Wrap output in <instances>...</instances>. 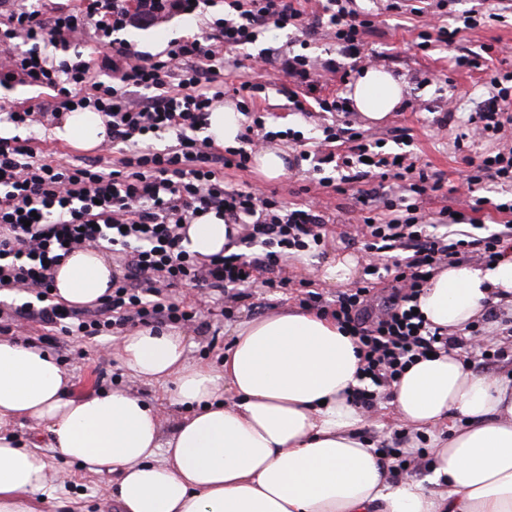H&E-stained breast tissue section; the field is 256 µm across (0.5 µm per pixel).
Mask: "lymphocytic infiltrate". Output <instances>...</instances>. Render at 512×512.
Here are the masks:
<instances>
[{"label":"lymphocytic infiltrate","mask_w":512,"mask_h":512,"mask_svg":"<svg viewBox=\"0 0 512 512\" xmlns=\"http://www.w3.org/2000/svg\"><path fill=\"white\" fill-rule=\"evenodd\" d=\"M354 2L322 0L311 16L304 0H224V14L209 32L171 41L161 56L133 50L120 31L189 15L215 0H81L50 15L43 0H14L10 13L0 17V85L20 81L50 89L53 105L48 111L38 104L2 109L0 124L28 130L71 110L98 112L105 122L99 149L115 160L104 166L75 156L54 166L39 158L31 138L0 136V290L30 296L0 315L86 337L110 327L202 320L201 308L172 295L186 282L228 301L247 297L259 283L290 285V258L321 246L332 216L315 200L291 207L259 188L227 185L225 170H249L260 140L248 131L239 135L238 146H226L197 131L207 128L211 110L225 96L244 111L265 92V84L240 75L235 53L270 29L324 30L341 58L324 61L319 76L307 56L277 58L263 50L252 56V72L274 63L293 86L310 91L320 79L347 78L348 63L357 62L377 28L375 14ZM499 18L491 0H473L455 15L454 27L422 23L417 46L451 42ZM48 45L68 50V57L47 56ZM488 84L490 95L468 117L464 136L494 141L496 148L464 157L465 198L458 208L427 211L428 200L445 194L441 174L392 154L377 155L373 134L349 125L324 130L326 140L348 145L340 181L356 189L355 233L372 262L361 286L331 300L307 290L299 304L329 315L356 338L359 377L371 383L353 392L364 410L374 407L378 389L397 382L428 354L454 350L468 360L486 355L494 363L512 357V348L490 331L496 323L512 335V315L500 306H489L484 324H469L456 336L416 311L440 266L469 258L489 265L512 246V199L482 193L490 183L512 185V141L505 137L512 126V71L492 72ZM166 135L173 143L155 147ZM366 157L382 178L396 182L398 195L364 188L369 173L360 164ZM483 210L502 215L503 223L478 224L475 215ZM208 212L231 224L229 240L238 252L202 259L186 250V224ZM103 241L120 252L112 264L111 293L91 309L52 300L53 269L73 251Z\"/></svg>","instance_id":"obj_1"}]
</instances>
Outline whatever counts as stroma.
Returning a JSON list of instances; mask_svg holds the SVG:
<instances>
[{
  "label": "stroma",
  "instance_id": "obj_1",
  "mask_svg": "<svg viewBox=\"0 0 512 512\" xmlns=\"http://www.w3.org/2000/svg\"><path fill=\"white\" fill-rule=\"evenodd\" d=\"M504 2L506 7L502 11V21L462 33L453 43H439L423 51L414 44L421 24L419 18L385 12L384 0H357V8L378 16L379 33L370 38L368 48L378 55L377 68L391 73L402 83L403 98L399 106L383 122L373 125L357 112L348 117L339 112L301 114L292 111L288 105L291 85L287 78L283 73L273 71L264 75L267 89L263 97L257 98L256 104L260 111L269 115L266 127L276 132V145L287 153H294V144L281 137V130L292 128L302 131L317 144L323 139L324 128L342 127L345 119L349 118L356 127L369 129L376 137L382 138L383 149L387 152L398 151L395 133L406 131L411 136V151L417 166L440 171L449 185H458L459 171L464 163L463 153L454 143L457 130L461 122L477 112L481 102L487 99L486 79L491 71L501 67L512 70V54L482 60L480 68L466 73L454 72L452 59L471 50L479 51L484 44L512 45V0ZM208 19L205 12L196 13L191 19L177 16L158 26L127 29L122 37L133 48L146 51L153 41H169L200 32ZM269 47L285 53L304 49L309 55L323 59L337 55L334 43L322 33L304 35L272 30L256 45L240 49L238 58L241 62H248L251 55ZM310 167L307 161L299 167L288 165L286 173L276 179L265 178L254 168L247 172L229 170L225 173V180L236 187L247 182L264 192L275 193L278 199L288 204L300 205L308 199L303 187L308 183ZM323 200L330 208L339 209L341 217L340 223L329 227L325 257H334L339 252L361 254L360 244H346L341 240L345 223L354 219L353 199L329 188ZM296 305L293 289L258 287L253 289L251 298L235 305L233 316L225 318L220 314L223 301L209 300L208 306L213 312L211 329L200 328L195 322L182 326L187 339L186 356L192 362L217 363L228 347L229 332L235 323ZM17 338L46 351L59 362L75 393L109 391L120 387L159 407L165 417H177L182 413L181 407L174 405L159 385L127 377L117 359L118 333L105 331L76 339L59 329L28 323L18 332ZM14 430L23 441H36L47 463L48 487L42 500L34 503L35 512H115L112 492L116 478L111 472L92 473L79 464L65 461L52 448L46 427L36 421L19 420Z\"/></svg>",
  "mask_w": 512,
  "mask_h": 512
}]
</instances>
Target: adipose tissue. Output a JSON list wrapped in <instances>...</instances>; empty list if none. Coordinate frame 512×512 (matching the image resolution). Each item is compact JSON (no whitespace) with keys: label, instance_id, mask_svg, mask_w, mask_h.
I'll list each match as a JSON object with an SVG mask.
<instances>
[{"label":"adipose tissue","instance_id":"1","mask_svg":"<svg viewBox=\"0 0 512 512\" xmlns=\"http://www.w3.org/2000/svg\"><path fill=\"white\" fill-rule=\"evenodd\" d=\"M401 83L367 69L348 96L372 121L400 103ZM57 136L82 148L105 136L97 112L69 113ZM186 248L222 252L223 219L186 227ZM314 268L330 288L349 285L359 258ZM112 264L101 248L72 253L53 292L73 306L105 295ZM512 294V256L492 268L456 264L435 273L419 307L457 334L484 312L491 292ZM220 365L189 363L177 328L136 329L118 343L130 378L173 383L186 408L170 436L158 409L123 389L74 394L48 353L0 339V512H30L47 486L43 456L19 445L15 420L44 424L62 458L117 475L119 512H512V378L479 375L457 352L412 365L389 391L396 422L427 438L425 481L392 479L390 464L362 437L368 415L347 398L359 387L353 337L315 311L284 309L231 330Z\"/></svg>","mask_w":512,"mask_h":512}]
</instances>
